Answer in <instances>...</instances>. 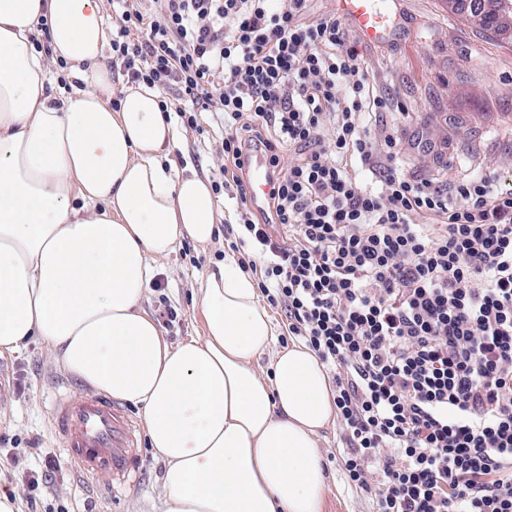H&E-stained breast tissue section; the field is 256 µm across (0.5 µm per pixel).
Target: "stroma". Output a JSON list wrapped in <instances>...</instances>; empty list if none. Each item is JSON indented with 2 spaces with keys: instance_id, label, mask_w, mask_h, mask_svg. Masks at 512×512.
Here are the masks:
<instances>
[{
  "instance_id": "obj_1",
  "label": "stroma",
  "mask_w": 512,
  "mask_h": 512,
  "mask_svg": "<svg viewBox=\"0 0 512 512\" xmlns=\"http://www.w3.org/2000/svg\"><path fill=\"white\" fill-rule=\"evenodd\" d=\"M392 27L386 41L357 46L371 84L394 104L371 122L372 131L405 123V167L414 176L447 186L489 173L512 181V44L476 32L449 11L445 0H398ZM421 140L441 146L445 164L424 158L417 146ZM173 157L207 178L223 165L215 138L186 129ZM229 252L227 239L219 234L203 247L183 241L157 261L154 283L141 306L168 344L202 336L199 282ZM171 312L176 320H168ZM0 371L6 375L0 387V489L14 494L17 512H162L166 463L148 440L138 448L142 482L120 495L70 467L51 431L50 401L59 382L77 395L87 385L55 360L41 338L0 355ZM319 444L326 463L324 512H373L370 495L345 479L339 423L321 432ZM49 457L56 470L36 490H25L24 471Z\"/></svg>"
}]
</instances>
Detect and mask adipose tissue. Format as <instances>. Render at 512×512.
Masks as SVG:
<instances>
[{
  "mask_svg": "<svg viewBox=\"0 0 512 512\" xmlns=\"http://www.w3.org/2000/svg\"><path fill=\"white\" fill-rule=\"evenodd\" d=\"M107 40L99 0H0V354L41 337L139 406L167 464L163 512H323L326 369L298 342L259 370L276 332L255 279L225 257L200 282L202 337L174 348L141 308L156 260L209 245L221 211L209 180L171 160L179 132L157 89L113 107ZM52 58L81 83L68 97Z\"/></svg>",
  "mask_w": 512,
  "mask_h": 512,
  "instance_id": "ef3b65f1",
  "label": "adipose tissue"
}]
</instances>
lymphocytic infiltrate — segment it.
Listing matches in <instances>:
<instances>
[{
    "instance_id": "lymphocytic-infiltrate-1",
    "label": "lymphocytic infiltrate",
    "mask_w": 512,
    "mask_h": 512,
    "mask_svg": "<svg viewBox=\"0 0 512 512\" xmlns=\"http://www.w3.org/2000/svg\"><path fill=\"white\" fill-rule=\"evenodd\" d=\"M310 2L112 0V71L192 131L210 114L231 247L329 370L343 468L375 512H512V185L408 174L401 126L364 121L389 98ZM249 167L252 179L248 187L249 202L255 210H259L272 187L268 159L262 152H255L249 159Z\"/></svg>"
}]
</instances>
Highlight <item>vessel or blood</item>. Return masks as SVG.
Masks as SVG:
<instances>
[{
    "label": "vessel or blood",
    "instance_id": "obj_1",
    "mask_svg": "<svg viewBox=\"0 0 512 512\" xmlns=\"http://www.w3.org/2000/svg\"><path fill=\"white\" fill-rule=\"evenodd\" d=\"M331 11L346 20L365 39L383 41L390 33L389 10L376 0H329ZM249 202L261 208L271 190L268 159L262 152L249 160ZM50 425L64 447L67 459L82 473L119 491L135 485L141 475L139 437L135 421L125 404L90 390L74 397L55 395Z\"/></svg>",
    "mask_w": 512,
    "mask_h": 512
}]
</instances>
